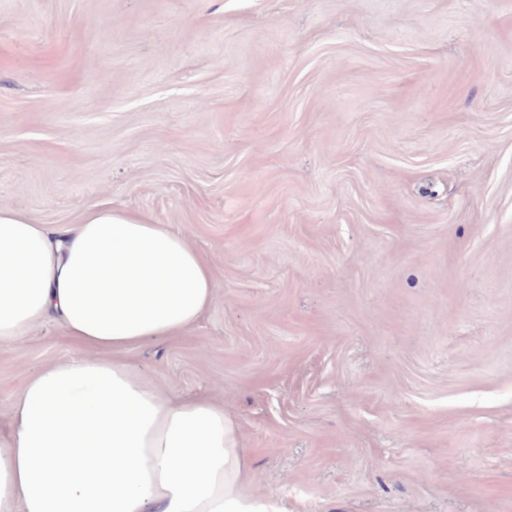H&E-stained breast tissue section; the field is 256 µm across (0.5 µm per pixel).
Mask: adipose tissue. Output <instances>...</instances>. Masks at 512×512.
<instances>
[{
    "label": "adipose tissue",
    "mask_w": 512,
    "mask_h": 512,
    "mask_svg": "<svg viewBox=\"0 0 512 512\" xmlns=\"http://www.w3.org/2000/svg\"><path fill=\"white\" fill-rule=\"evenodd\" d=\"M208 262L109 206L62 229L0 208V347L59 324L80 355L24 382L0 436V512H284L248 488L221 404L163 392L123 357L184 336L213 302Z\"/></svg>",
    "instance_id": "1"
}]
</instances>
